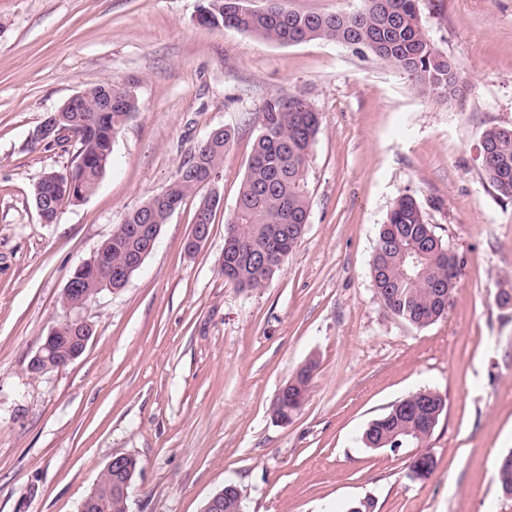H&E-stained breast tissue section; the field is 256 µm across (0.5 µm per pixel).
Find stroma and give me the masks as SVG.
<instances>
[{"instance_id":"stroma-1","label":"stroma","mask_w":512,"mask_h":512,"mask_svg":"<svg viewBox=\"0 0 512 512\" xmlns=\"http://www.w3.org/2000/svg\"><path fill=\"white\" fill-rule=\"evenodd\" d=\"M206 0H0V512H79L113 456L139 467L127 512H203L235 485L243 512H512L496 462L512 451V199L485 182L478 148L512 127V0H421L436 48L468 83L440 104L371 53L333 42H269L211 29ZM137 110L82 202L43 223L33 188L73 150L32 141L49 112L101 82ZM321 116L303 238L272 281L226 283L225 220L273 97ZM232 140L214 187L187 197L124 288L80 315L84 353L40 377L27 366L63 314L60 298L132 208L160 191L217 129ZM207 243L187 253L210 192ZM414 196L457 254L448 312L417 329L377 298L370 264L392 203ZM315 360L307 400L277 421L280 388ZM445 399L428 441L373 451L367 425L410 393Z\"/></svg>"}]
</instances>
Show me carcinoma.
Returning a JSON list of instances; mask_svg holds the SVG:
<instances>
[{
    "instance_id": "carcinoma-1",
    "label": "carcinoma",
    "mask_w": 512,
    "mask_h": 512,
    "mask_svg": "<svg viewBox=\"0 0 512 512\" xmlns=\"http://www.w3.org/2000/svg\"><path fill=\"white\" fill-rule=\"evenodd\" d=\"M212 28H233L263 39L298 44L325 40L367 49L406 74L433 100L448 103L463 96L466 84L458 68L432 43L422 23L419 0H362L353 12H298L285 0H267L262 10L246 8L242 0H207ZM103 85L85 90V114L90 123L74 129L76 194H91L112 161V143L131 113L136 99L125 85H112V112L99 122L92 120ZM256 137L240 183L235 207L225 221L224 280L236 288H264L297 247L309 218L306 167L320 130V116L301 98H270L259 113ZM231 131L203 140L191 150L167 194H154L129 211L112 231L104 261L74 270L80 294L91 302L100 293L124 287L130 259L145 241L128 231L148 217L163 225L172 204L209 184L207 178L220 169L229 148ZM481 143L490 157L481 164L484 179L504 198L512 199V127L485 130ZM71 198L58 193L45 202L42 220L56 222L62 205ZM459 261L436 235L422 205L403 195L392 205L380 225L372 263L376 296L394 316L415 328L426 327L448 311L457 288ZM94 334L88 321L71 319L56 323L55 335L45 350L43 366L53 372L67 366L78 350L77 337ZM317 364H303L287 382L273 405L275 418L288 422L307 399ZM445 399L432 389H419L393 405L364 430L361 441L371 450L419 447L428 442L439 423ZM499 489L512 500V461L499 458ZM120 478L103 471L90 491L101 504L98 512H127V498ZM242 508L239 490L224 486V512Z\"/></svg>"
}]
</instances>
